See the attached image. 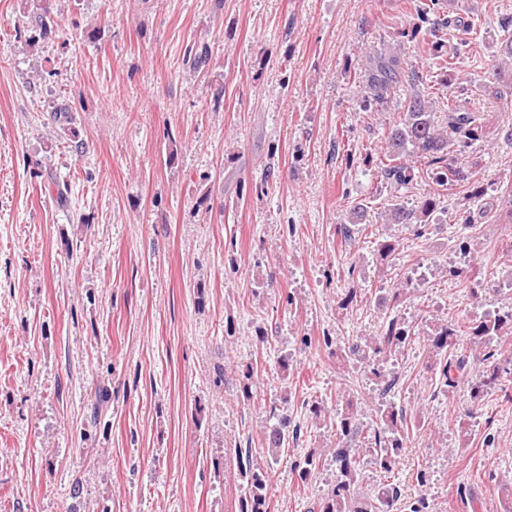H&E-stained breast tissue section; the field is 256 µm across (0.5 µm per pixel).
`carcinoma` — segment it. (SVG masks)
Wrapping results in <instances>:
<instances>
[{
	"mask_svg": "<svg viewBox=\"0 0 512 512\" xmlns=\"http://www.w3.org/2000/svg\"><path fill=\"white\" fill-rule=\"evenodd\" d=\"M404 9L420 21L429 20L433 3L429 0H405ZM28 37L33 46L52 37L56 32L49 0H36L31 7ZM433 49L438 51L435 65L449 68L454 64L455 50L448 49V39L442 38ZM407 83L411 95L403 112L392 121L385 131L386 150L378 156L375 176L380 184H386L396 193L408 190L413 182L425 174L433 180L434 188L422 197L417 207L408 208L400 203H390L384 210L388 224H426L437 211L440 197L448 187L465 180L466 153L485 137L484 118L478 112L460 111L457 100L448 96V112L445 123H440L433 112L435 101L432 92L424 86L422 75L395 52H380L368 59L364 71L366 95L365 107L383 105L392 99L394 89ZM368 206L354 205L348 212L347 223L338 231L346 237L348 225L360 224L366 218ZM411 328L401 323L398 315H389L381 333L365 340L374 361L380 363L403 353L409 343ZM431 353L435 363L441 364V375L445 386L457 381L452 372L464 374L468 361L459 352L465 341L474 344L503 346L512 340V311L493 319L480 322H464L452 315L432 324ZM483 370L479 380L471 388L474 405H479L489 393H498L502 400L512 402V394L505 384L512 376V357H496L489 351L482 359ZM358 402L348 397L340 413L337 430L342 439L358 434L355 425ZM377 418L379 429L375 434L363 437L356 448H334L336 481L330 493L318 499L310 512H391L401 500L400 485L390 480L400 453L409 439L406 413L387 400L380 404ZM289 420L278 419L268 436L267 453L276 463L286 437ZM239 475L246 483L245 493L240 499L239 512H269L268 484L273 477L271 467L262 468L254 463L252 449H235ZM371 458L384 481L372 496L357 492L361 479L360 455ZM320 463V454L315 450L294 458L291 471L301 482L308 481Z\"/></svg>",
	"mask_w": 512,
	"mask_h": 512,
	"instance_id": "obj_1",
	"label": "carcinoma"
}]
</instances>
